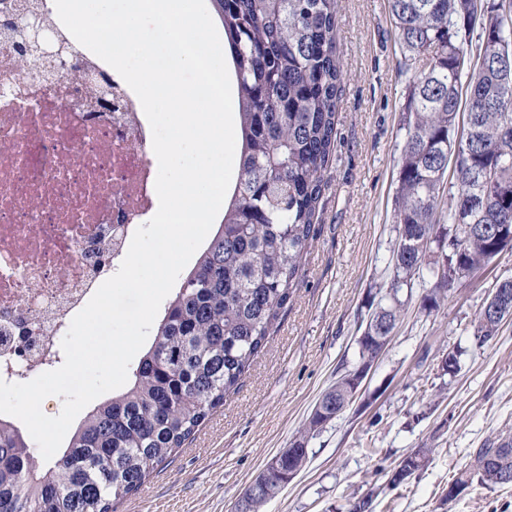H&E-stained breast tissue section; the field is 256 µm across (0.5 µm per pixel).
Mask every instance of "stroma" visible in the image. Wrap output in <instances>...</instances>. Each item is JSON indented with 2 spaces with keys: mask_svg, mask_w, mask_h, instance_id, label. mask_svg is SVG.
<instances>
[{
  "mask_svg": "<svg viewBox=\"0 0 512 512\" xmlns=\"http://www.w3.org/2000/svg\"><path fill=\"white\" fill-rule=\"evenodd\" d=\"M338 45L336 148L294 294L240 388L114 512H234L356 357L359 326L389 274L411 74L387 0H339ZM508 277L512 253L431 311L415 288L361 393L310 441L305 466L261 512H350L371 490L374 512H512V487L475 484L446 499L470 449L512 436V319L489 345L473 339L476 314ZM456 349L458 373L442 374V357ZM418 448L431 451L426 467L389 485L394 466Z\"/></svg>",
  "mask_w": 512,
  "mask_h": 512,
  "instance_id": "obj_1",
  "label": "stroma"
}]
</instances>
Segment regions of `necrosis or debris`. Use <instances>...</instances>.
I'll return each mask as SVG.
<instances>
[{
	"mask_svg": "<svg viewBox=\"0 0 512 512\" xmlns=\"http://www.w3.org/2000/svg\"><path fill=\"white\" fill-rule=\"evenodd\" d=\"M0 34V380L63 362L73 317L156 213L158 162L136 94L91 51L55 83L16 64ZM112 80L97 99L84 75Z\"/></svg>",
	"mask_w": 512,
	"mask_h": 512,
	"instance_id": "obj_1",
	"label": "necrosis or debris"
}]
</instances>
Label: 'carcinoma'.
Returning <instances> with one entry per match:
<instances>
[{
	"label": "carcinoma",
	"mask_w": 512,
	"mask_h": 512,
	"mask_svg": "<svg viewBox=\"0 0 512 512\" xmlns=\"http://www.w3.org/2000/svg\"><path fill=\"white\" fill-rule=\"evenodd\" d=\"M230 45L239 148L224 218L181 278L128 386L96 405L44 470L23 431L0 421V512H112L236 391L291 300L316 236L334 152L344 72L338 0H215ZM409 84V120L396 188L390 279L356 340L358 359L329 387L291 447L253 480L245 512L288 485L308 444L355 399L385 324L396 325L415 285L426 310L512 251V6L481 0H388ZM478 46H472L475 29ZM448 222H437L443 196ZM505 316L479 310L482 347ZM512 439L487 441L457 477L512 485L498 467Z\"/></svg>",
	"instance_id": "cac0c4a2"
}]
</instances>
